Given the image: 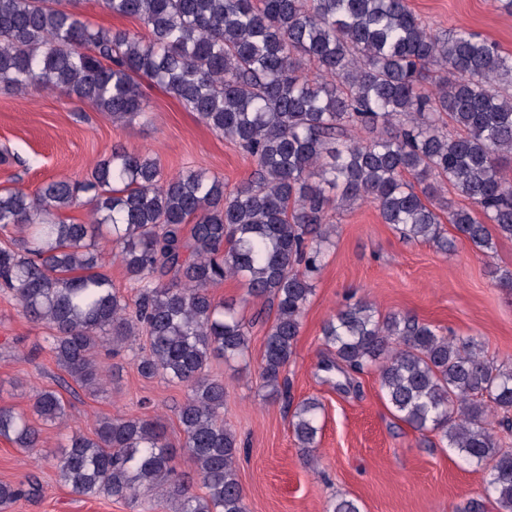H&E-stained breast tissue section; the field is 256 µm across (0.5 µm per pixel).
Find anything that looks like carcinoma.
Listing matches in <instances>:
<instances>
[{"mask_svg": "<svg viewBox=\"0 0 512 512\" xmlns=\"http://www.w3.org/2000/svg\"><path fill=\"white\" fill-rule=\"evenodd\" d=\"M78 0H0V89L56 90L115 121L146 116L138 78L172 94L256 169L231 191L202 169L166 176L150 155L114 147L80 182L45 183L37 195L0 189V290L47 330L57 365L92 393L111 383L102 349L132 353L144 379L186 389L177 417L193 474L159 418L101 415L94 437L71 436L49 456L61 484L85 499L165 503L175 512H247L241 453L224 426L217 356L248 352L235 304L211 288L227 279L274 312L260 366L268 397L294 354L313 279L333 246L330 212L376 204L410 242L448 253L443 214L487 255L512 238V55L468 30L435 32L406 0H103L146 33L93 26L64 6ZM364 130L367 139L348 136ZM448 185L471 207L439 195ZM90 194L92 218L61 211ZM112 243L137 299L113 286L98 241ZM338 372L371 369L391 412L485 470L484 495L512 512V450L492 424H512V362L485 354L474 336H447L415 316L381 315L372 303L338 309L322 327ZM323 404L301 401L292 432L307 456ZM32 420L0 407V437L42 447L37 421L63 424L53 390L32 399ZM200 483L203 492L194 490ZM327 512H361L345 495Z\"/></svg>", "mask_w": 512, "mask_h": 512, "instance_id": "carcinoma-1", "label": "carcinoma"}]
</instances>
